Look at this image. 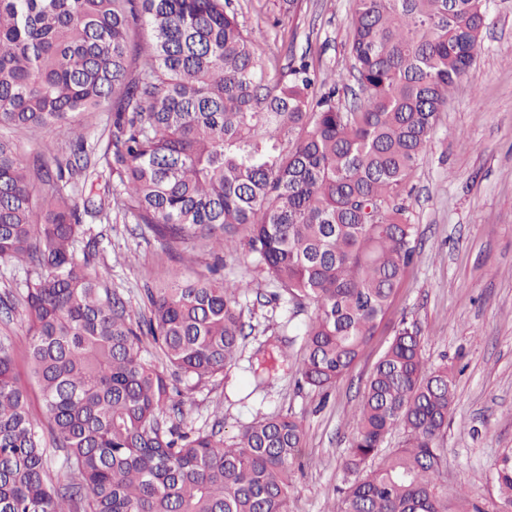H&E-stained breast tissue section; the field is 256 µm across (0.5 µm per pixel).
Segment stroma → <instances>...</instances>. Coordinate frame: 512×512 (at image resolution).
<instances>
[{"instance_id":"1","label":"stroma","mask_w":512,"mask_h":512,"mask_svg":"<svg viewBox=\"0 0 512 512\" xmlns=\"http://www.w3.org/2000/svg\"><path fill=\"white\" fill-rule=\"evenodd\" d=\"M232 4L260 44L273 45L268 22L283 12L284 0ZM354 8L355 0H298L296 53H308L325 75L345 74ZM487 10L476 61L439 113L405 197L420 256L351 370L323 392L299 386L296 340L286 346L287 359L255 384L252 364L285 334L294 307L251 295L245 305L251 330L235 364L201 382L176 383L192 398L185 423L205 430L220 424L227 439L260 413L301 420L304 441L292 468L288 512H340L352 418L370 371L403 323L419 329L427 364L452 366L456 375V403L441 440L440 484L449 512H458L461 491L485 512H498L491 472L501 451L512 448V0H487ZM109 121L106 112L83 116L89 163L75 189L107 183L100 156ZM0 138L15 142L25 157L70 154L67 138L53 131L33 136L0 129ZM84 237L96 243L91 270L107 271L108 287L136 308L154 269L180 279L205 277L214 262L207 240H189L175 259L144 226L116 213L87 215Z\"/></svg>"}]
</instances>
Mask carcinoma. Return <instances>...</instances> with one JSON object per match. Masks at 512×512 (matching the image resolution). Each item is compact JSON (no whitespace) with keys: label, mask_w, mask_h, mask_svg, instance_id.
<instances>
[{"label":"carcinoma","mask_w":512,"mask_h":512,"mask_svg":"<svg viewBox=\"0 0 512 512\" xmlns=\"http://www.w3.org/2000/svg\"><path fill=\"white\" fill-rule=\"evenodd\" d=\"M229 0H0V126L75 146L21 158L0 140V260L26 271L23 324L48 427L0 342V512H288L303 439L291 414L240 425L232 443L175 422L181 374L224 372L245 336L250 283L170 281L127 309L77 259L83 216L115 208L171 249L237 250L312 314L301 380L336 383L376 335L418 257L402 203L438 112L475 61L486 0H357L349 109L308 55L261 48ZM110 112L112 192L76 198L88 166L78 115ZM161 353L147 358L143 338ZM455 373L426 366L403 324L369 375L344 460L342 512H448L440 439ZM400 429L405 445L382 453ZM63 450L51 471L47 443ZM381 457L377 467L371 461ZM492 481L512 508V448Z\"/></svg>","instance_id":"1"}]
</instances>
